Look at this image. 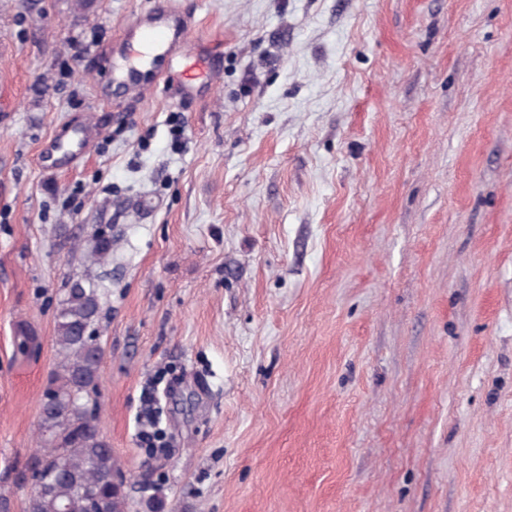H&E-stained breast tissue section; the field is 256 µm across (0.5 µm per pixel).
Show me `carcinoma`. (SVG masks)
<instances>
[{
  "instance_id": "1",
  "label": "carcinoma",
  "mask_w": 512,
  "mask_h": 512,
  "mask_svg": "<svg viewBox=\"0 0 512 512\" xmlns=\"http://www.w3.org/2000/svg\"><path fill=\"white\" fill-rule=\"evenodd\" d=\"M112 239L102 237L89 261L108 262ZM102 291L93 279L69 282L56 316L57 362L37 425L39 448L21 471L41 470L44 483L27 497L24 512H128L125 489L112 484L121 471L110 443L98 428L97 390L103 349L95 321Z\"/></svg>"
}]
</instances>
